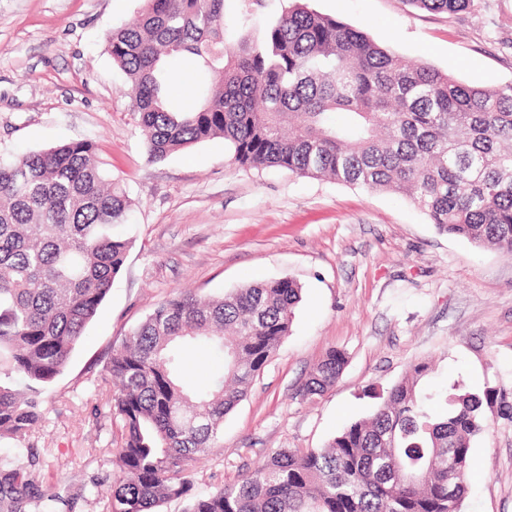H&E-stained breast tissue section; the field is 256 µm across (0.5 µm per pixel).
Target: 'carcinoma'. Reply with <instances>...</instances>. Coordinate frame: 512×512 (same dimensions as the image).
I'll return each mask as SVG.
<instances>
[{"instance_id": "obj_1", "label": "carcinoma", "mask_w": 512, "mask_h": 512, "mask_svg": "<svg viewBox=\"0 0 512 512\" xmlns=\"http://www.w3.org/2000/svg\"><path fill=\"white\" fill-rule=\"evenodd\" d=\"M106 49L125 73L148 158L222 137L233 164L281 167L371 191L400 193L439 232L512 255V83L463 84L407 64L381 42L301 0L260 38L224 37V0H142ZM457 14L474 0H408ZM192 59L202 78L172 104L169 60ZM130 201L96 147L71 142L0 155V439L22 441L43 419V394L63 374L124 267L118 231ZM302 287L284 277L219 296H168L112 349L104 378L120 425L118 471L106 512H461L473 441L490 413L512 419L493 390L443 394L419 386L418 362L372 414L324 448H280L233 486L194 495L197 456L220 447L224 417L247 396L288 335ZM224 355V372L197 391L182 371L190 345ZM347 356L329 349L299 395L323 396ZM443 400L436 414L431 405ZM39 459L0 458V512L70 506L35 474Z\"/></svg>"}]
</instances>
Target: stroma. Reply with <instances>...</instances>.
<instances>
[{
  "instance_id": "1",
  "label": "stroma",
  "mask_w": 512,
  "mask_h": 512,
  "mask_svg": "<svg viewBox=\"0 0 512 512\" xmlns=\"http://www.w3.org/2000/svg\"><path fill=\"white\" fill-rule=\"evenodd\" d=\"M467 85L512 82V0L435 14L407 0H307ZM139 0H0V153L94 144L132 202L126 263L23 443L75 512H105L93 480L112 476L120 431L96 388L111 347L180 289L202 295L289 277L302 287L291 330L243 401L222 447L192 467L194 491L236 482L280 448H322L368 417L409 368L421 387L497 390L512 400V257L439 233L400 194L241 169L216 138L149 160L127 78L105 48ZM348 363L324 396L299 389L330 348ZM462 512H512V421L492 418L471 448Z\"/></svg>"
}]
</instances>
